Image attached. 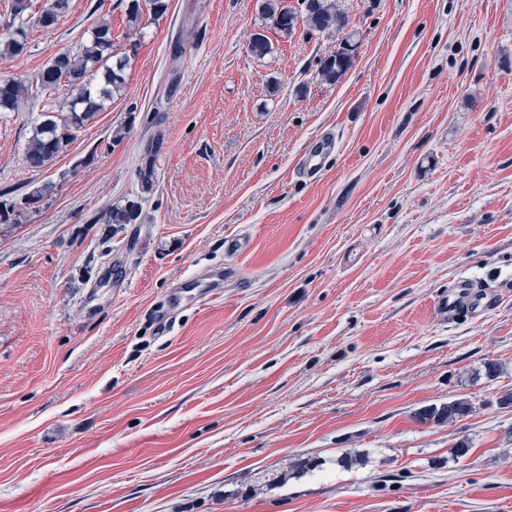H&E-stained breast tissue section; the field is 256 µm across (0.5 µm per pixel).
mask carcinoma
<instances>
[{
  "instance_id": "carcinoma-1",
  "label": "carcinoma",
  "mask_w": 512,
  "mask_h": 512,
  "mask_svg": "<svg viewBox=\"0 0 512 512\" xmlns=\"http://www.w3.org/2000/svg\"><path fill=\"white\" fill-rule=\"evenodd\" d=\"M261 26L252 33L247 49L262 59L272 53V43L263 34L268 28L281 37H288L298 22H303L309 32L336 38V52L320 61L316 77L325 83H336L353 65V44L356 32L350 30L351 21L340 7L338 0H302L301 10L288 5V0H258ZM153 17L164 15L167 0H129L127 5L128 27L135 28L143 18V8ZM70 8V0H50L49 7L37 17V24L49 28L58 17ZM28 48L24 28L0 38V56L18 57ZM127 58L115 53L112 26L100 21L88 31V36L74 51L58 54L38 76L29 81L8 79L0 81V112H16L23 101L42 96L46 110L33 128L25 152V162L31 168H42L75 140L77 132L98 112L106 102L123 91L126 85ZM63 90L69 95L65 113L58 114L51 97ZM139 213V205L129 201L111 207L102 216L105 224H130ZM471 404L465 399L454 400L440 407L431 406L415 414L420 423L444 424L468 415Z\"/></svg>"
}]
</instances>
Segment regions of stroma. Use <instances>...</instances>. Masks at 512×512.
Instances as JSON below:
<instances>
[{
    "label": "stroma",
    "mask_w": 512,
    "mask_h": 512,
    "mask_svg": "<svg viewBox=\"0 0 512 512\" xmlns=\"http://www.w3.org/2000/svg\"><path fill=\"white\" fill-rule=\"evenodd\" d=\"M167 3L130 33L128 0L50 28L32 0L0 56L33 80L105 20L128 59L45 167L23 159L43 100L0 114V512H512V0H341L335 84L304 25L249 53L257 0ZM221 269L222 300L183 293L156 335L176 282ZM465 279L495 301L453 322L436 302ZM28 48L27 36L23 27L17 28L13 34L0 38V56L18 57ZM336 149V135L325 133L316 139L304 152L300 160V173L315 180L323 170L325 158ZM139 213V205L135 201H128L124 206L110 207L101 217L105 224H131ZM472 410L468 400L458 399L439 408L426 407L415 414L416 421L420 423L444 424L454 422L456 419L468 415Z\"/></svg>",
    "instance_id": "obj_1"
}]
</instances>
